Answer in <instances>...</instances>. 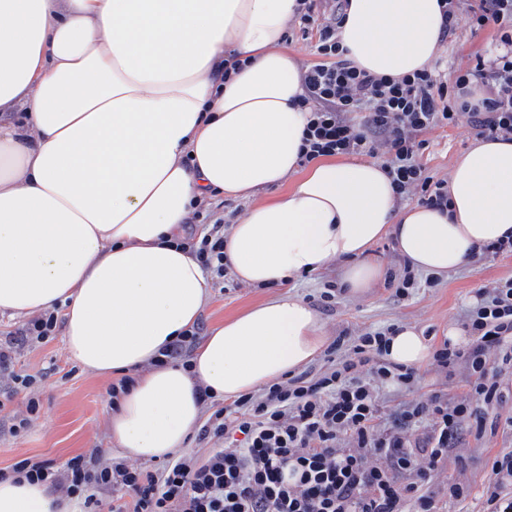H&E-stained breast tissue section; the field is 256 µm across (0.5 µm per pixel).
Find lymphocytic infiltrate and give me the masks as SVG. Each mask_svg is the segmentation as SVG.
<instances>
[{"mask_svg": "<svg viewBox=\"0 0 512 512\" xmlns=\"http://www.w3.org/2000/svg\"><path fill=\"white\" fill-rule=\"evenodd\" d=\"M335 0L329 16L316 0H301L298 16L315 30L320 63L302 75L300 107L307 113L300 162L366 154L379 157L397 199L447 211L448 182L430 175L420 158L422 135L434 128L467 124L489 141L512 140V0H443L439 38L453 43L463 29L495 26L499 37L486 54H475L441 79L434 68L399 79L356 67L338 30L345 16ZM212 280L226 278L224 227L199 232L189 224L178 242ZM468 337L460 345L443 339L433 346L435 366L447 376L467 372L460 395L432 392L386 409L382 396L394 387L412 390L417 371L387 358L394 327L369 330L325 350L327 367L302 372L245 393L230 403L204 395L207 417L196 439L208 450L181 455L156 469L122 458L78 455L56 469L46 461L16 463L8 476L48 484L93 512L99 496L112 495L110 512H440L441 496L475 497L479 512H512V450L490 458L478 492L459 483L434 488L433 475L461 448L464 435L512 433V400L493 354L512 355V278L477 292L464 314ZM58 310H47L18 329L17 340L0 342V375L13 391H34L37 378L11 369L15 341L53 339Z\"/></svg>", "mask_w": 512, "mask_h": 512, "instance_id": "f902f5d3", "label": "lymphocytic infiltrate"}]
</instances>
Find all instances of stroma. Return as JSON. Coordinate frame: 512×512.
Returning <instances> with one entry per match:
<instances>
[{"instance_id":"35a3bbf8","label":"stroma","mask_w":512,"mask_h":512,"mask_svg":"<svg viewBox=\"0 0 512 512\" xmlns=\"http://www.w3.org/2000/svg\"><path fill=\"white\" fill-rule=\"evenodd\" d=\"M424 138L426 147L421 161L430 174L444 178L469 149L475 134L462 124L428 131ZM509 277L512 257L470 262L437 278L434 284L422 286L405 300L393 297L383 282L365 296L342 293L335 306L322 312L321 317L328 336L333 338L342 334L356 337L366 330L389 325L414 324L440 339L447 336L449 326H461L464 312L475 302L479 288ZM278 294L275 288H251L226 277L223 284L211 288L200 323L203 328H212ZM13 369L39 378V410L36 415H28L27 398L22 393L6 401L0 410V469L11 468L26 458L59 467L78 454H114L109 438L112 406L107 394L111 377L84 368L69 355L59 335L38 346L19 345L13 353ZM465 380L464 371L449 378L429 363L420 369L412 392L390 390L384 398L393 408L409 396H424L435 390H445L453 396L462 393ZM26 415L32 418L29 428L13 433L14 420ZM509 448L512 436L502 432L480 442L467 438L462 450L465 466L448 462L438 472L436 486L443 489L449 482L459 480L479 489L487 474L486 460Z\"/></svg>"}]
</instances>
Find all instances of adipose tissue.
Segmentation results:
<instances>
[{
  "label": "adipose tissue",
  "instance_id": "adipose-tissue-1",
  "mask_svg": "<svg viewBox=\"0 0 512 512\" xmlns=\"http://www.w3.org/2000/svg\"><path fill=\"white\" fill-rule=\"evenodd\" d=\"M440 0H349V59L400 78L436 65ZM299 0H0V315L62 305L71 356L134 386L110 420L122 456L161 460L200 425L199 389L234 399L284 379L325 347L319 313L288 284L346 262L353 293L393 235L417 270L447 276L512 234V141L475 139L448 177V213L398 205L377 160L299 165L307 114L285 35ZM246 67L224 78V61ZM280 199L259 194L285 182ZM248 200L225 252L234 277L281 288L211 328L190 368L158 364L199 320L210 284L175 242L194 208ZM432 355L400 326L389 361ZM49 486L0 481V512H73Z\"/></svg>",
  "mask_w": 512,
  "mask_h": 512
}]
</instances>
